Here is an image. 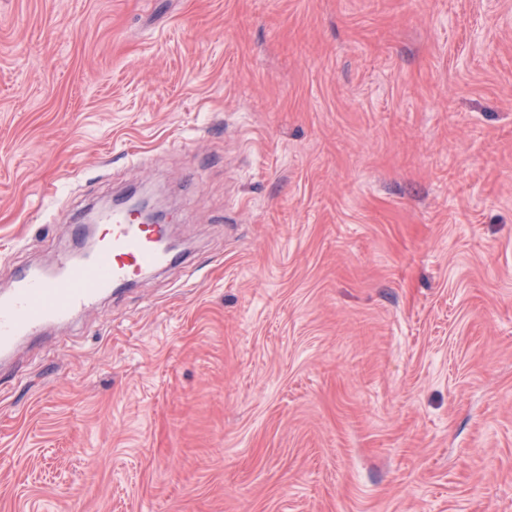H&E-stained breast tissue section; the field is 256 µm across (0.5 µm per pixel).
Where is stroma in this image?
<instances>
[{"label": "stroma", "instance_id": "obj_1", "mask_svg": "<svg viewBox=\"0 0 512 512\" xmlns=\"http://www.w3.org/2000/svg\"><path fill=\"white\" fill-rule=\"evenodd\" d=\"M140 184L186 264L0 371V512H512V0H0V292Z\"/></svg>", "mask_w": 512, "mask_h": 512}]
</instances>
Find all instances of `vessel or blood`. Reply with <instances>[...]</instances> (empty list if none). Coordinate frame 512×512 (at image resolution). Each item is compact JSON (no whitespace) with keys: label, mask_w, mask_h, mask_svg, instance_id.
I'll list each match as a JSON object with an SVG mask.
<instances>
[{"label":"vessel or blood","mask_w":512,"mask_h":512,"mask_svg":"<svg viewBox=\"0 0 512 512\" xmlns=\"http://www.w3.org/2000/svg\"><path fill=\"white\" fill-rule=\"evenodd\" d=\"M95 252L80 261L62 258L52 267L25 269L10 292L0 295V359L54 323L72 321L112 289L167 267L161 224L141 223L131 213L105 211Z\"/></svg>","instance_id":"obj_1"}]
</instances>
